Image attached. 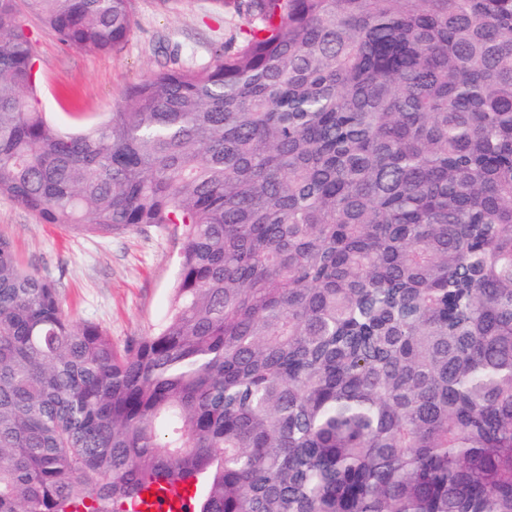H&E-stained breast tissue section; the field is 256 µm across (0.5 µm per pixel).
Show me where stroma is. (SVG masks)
<instances>
[{
	"instance_id": "35a3bbf8",
	"label": "stroma",
	"mask_w": 512,
	"mask_h": 512,
	"mask_svg": "<svg viewBox=\"0 0 512 512\" xmlns=\"http://www.w3.org/2000/svg\"><path fill=\"white\" fill-rule=\"evenodd\" d=\"M136 25L118 51L102 54L62 45L42 21L25 14L33 42L39 105L52 120L107 119L128 87L153 72L212 62L240 37L236 7L179 0L167 8L136 0ZM0 236L23 267L53 279L75 321L101 325L116 345L153 334L168 315L183 238L179 226L137 227L96 236L39 223L20 204L0 197Z\"/></svg>"
}]
</instances>
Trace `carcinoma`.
Here are the masks:
<instances>
[{"label":"carcinoma","mask_w":512,"mask_h":512,"mask_svg":"<svg viewBox=\"0 0 512 512\" xmlns=\"http://www.w3.org/2000/svg\"><path fill=\"white\" fill-rule=\"evenodd\" d=\"M114 52L134 0H0V196L181 225L119 348L0 238V512H512V0H246L241 40L76 131L19 4ZM174 501L179 512H193L189 496L185 495L178 501L166 481H156L143 490L139 500L133 503L131 512H172Z\"/></svg>","instance_id":"cac0c4a2"}]
</instances>
